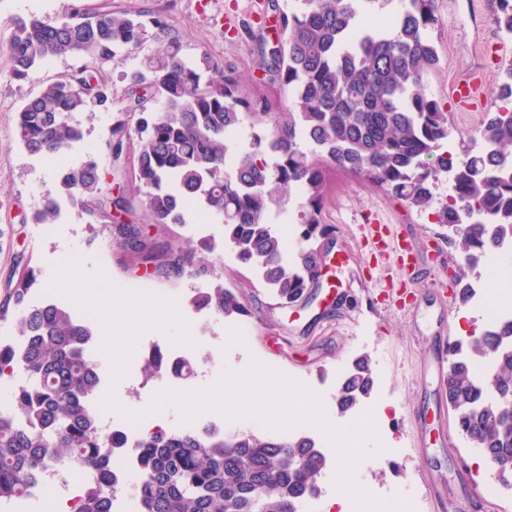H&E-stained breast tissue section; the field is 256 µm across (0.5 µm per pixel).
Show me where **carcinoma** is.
Wrapping results in <instances>:
<instances>
[{
  "label": "carcinoma",
  "mask_w": 512,
  "mask_h": 512,
  "mask_svg": "<svg viewBox=\"0 0 512 512\" xmlns=\"http://www.w3.org/2000/svg\"><path fill=\"white\" fill-rule=\"evenodd\" d=\"M267 7L281 35L260 66L286 91L279 110L247 93L241 76L208 52L185 54L165 18L146 22L141 11L101 0L62 16L20 19L7 45L11 74L25 81L56 57L109 63L153 40L159 48L129 78L125 111L138 113L135 129L119 120L106 139L115 161L124 142L137 139L134 179L152 223L206 214L224 225V246L288 306L316 287V243L332 235L323 220L326 177L339 170L432 212L457 244L464 272L453 282L470 302L480 269L512 241V64L501 72L496 109L452 154L445 145L455 130L425 83L439 61L435 0H267ZM493 17L512 35V0H495ZM108 101L101 74L74 68L21 103L16 141L31 154L62 158L84 137L76 115ZM243 126L252 130L249 141L228 139ZM442 178L444 200L436 194ZM61 198L91 217L129 212L125 199L101 198L93 159L59 172L57 196L46 197L31 222L56 223ZM291 211L297 232L290 249L277 220ZM117 232L145 266L211 275L213 239L197 251L177 238L158 246L136 224H119ZM36 284L35 270L24 269L0 305V321L12 315L18 336L0 342V380L25 375L0 405V505L30 499L40 475L55 467L81 466L110 480L115 459L130 452L141 512H301L329 464L312 434L226 436L210 423L160 427L132 441L105 430L94 410L102 380L87 357L92 325L57 301L29 304ZM190 308L227 320L246 313L220 281ZM450 356L441 390L455 428L511 488L512 317L455 341ZM478 360L488 367L483 377L473 371ZM143 371L149 378L192 374L187 362L160 350ZM372 386L369 361L356 360L337 388L338 410L354 409ZM76 512H109L105 490L90 486Z\"/></svg>",
  "instance_id": "cac0c4a2"
}]
</instances>
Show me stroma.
<instances>
[{"instance_id": "35a3bbf8", "label": "stroma", "mask_w": 512, "mask_h": 512, "mask_svg": "<svg viewBox=\"0 0 512 512\" xmlns=\"http://www.w3.org/2000/svg\"><path fill=\"white\" fill-rule=\"evenodd\" d=\"M73 0H0V300L12 278L25 266L34 267L41 286L29 300L39 304L62 299L53 289L56 268L64 257L75 258L85 275L103 272L110 283L125 291H146L157 297L186 304L197 292L190 274L180 277L145 270L136 254L121 245L107 229L91 231L89 217L79 209L64 207L56 224H31L25 215L39 201L57 191V166L29 155L13 138L14 116L22 100L59 75L83 61L73 57L49 60L28 81L11 76L6 51L16 19L36 14L56 16ZM121 7H134L146 15L164 16L178 31L186 53L207 50L246 78V90L272 100L283 91L270 83L260 68L261 49L273 41L276 20L265 15L253 22L247 0H113ZM492 0H436L438 23L432 35L438 45L439 65L426 78L427 91L448 113V120L460 135L450 141V152H458L460 139L469 138L480 126L482 115H462L453 105L448 88L451 80L482 70L489 76L483 87L487 108L497 102L501 70L512 63V39L502 36L493 22ZM236 15L234 31L224 32L221 14ZM154 49L121 51L103 66L111 104L108 108L80 115L83 141L68 156L72 166L95 158L102 176V198L125 196L133 206L122 222L145 225L155 242L179 237L198 247L207 236H222L219 224H150L141 206L134 181V150H127L120 163H112L104 147L109 128L123 118L127 75L138 69L143 56ZM379 212L393 231L414 248L422 271L420 283L410 286L393 281L384 289L370 276L361 260L365 250L355 226L370 212ZM323 219L332 225L335 244H347L357 258L345 270L338 284L340 303L326 305L325 291L313 289L302 303L281 307L256 275L241 267L231 252H223L214 262V273L225 287L235 289L247 308L237 317L246 326L243 336H224L215 328L214 339L195 337L196 348H213L222 356L220 373L240 372L251 362H259L317 395L327 419L337 427L351 426L370 418L377 435L359 440L365 453L355 471L359 487L391 501L413 499L417 512H512V489L490 477L491 466L479 449L473 448L456 431L450 410L439 401L438 380L421 382L423 362L439 346L450 340L480 334L485 326L480 301L467 306H449L444 297L453 283L449 262L457 261L456 249L441 235L442 228L431 213L409 209L391 195L344 173L328 174ZM155 342L161 351L171 350L167 332L151 329L139 338L126 374L111 379V363L100 345H93L91 359L96 364L103 388H114L116 398L126 405L150 406L165 386L145 380L142 373L143 345ZM367 358L373 377L368 399L342 414L334 394L341 373L358 358ZM426 411L425 427H418L412 413Z\"/></svg>"}]
</instances>
